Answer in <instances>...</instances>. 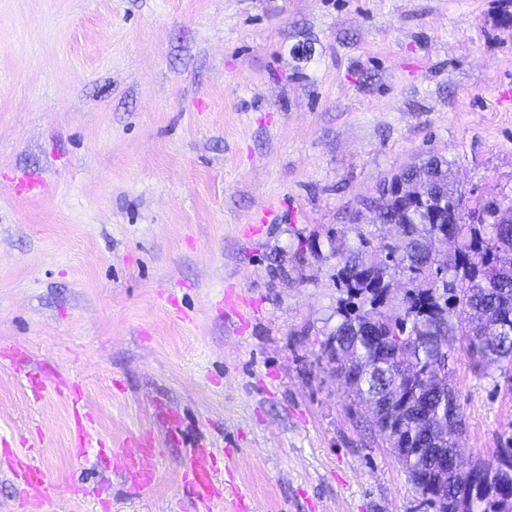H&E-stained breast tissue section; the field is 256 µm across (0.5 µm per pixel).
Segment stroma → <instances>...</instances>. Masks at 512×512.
I'll return each instance as SVG.
<instances>
[{
    "mask_svg": "<svg viewBox=\"0 0 512 512\" xmlns=\"http://www.w3.org/2000/svg\"><path fill=\"white\" fill-rule=\"evenodd\" d=\"M433 154L468 211L512 200V0H0V512L19 458L46 512H433L323 351ZM449 344L468 467L512 450V369ZM184 478L196 485L198 498L207 505L214 504L220 499L209 481L208 471L199 462L185 467Z\"/></svg>",
    "mask_w": 512,
    "mask_h": 512,
    "instance_id": "obj_1",
    "label": "stroma"
}]
</instances>
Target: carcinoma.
I'll use <instances>...</instances> for the list:
<instances>
[{
  "instance_id": "carcinoma-1",
  "label": "carcinoma",
  "mask_w": 512,
  "mask_h": 512,
  "mask_svg": "<svg viewBox=\"0 0 512 512\" xmlns=\"http://www.w3.org/2000/svg\"><path fill=\"white\" fill-rule=\"evenodd\" d=\"M441 192L423 199L410 195L392 198L383 195L373 209L372 224H394L399 241L383 244L389 263H366L362 250L348 251L336 272V287L347 298L340 300L336 314L340 321L324 347L333 359L350 355L357 365L368 369L356 372L348 381L358 397L374 402L394 394L388 408L392 439L408 438L410 448L399 457L420 495L435 512H512V486L503 489L505 470L512 468V454H500L478 464L488 493L477 495L466 477L453 464L448 472L431 474L427 453L419 452L424 431L412 426L417 420L416 405L430 399L425 420L439 431L448 429L441 442L454 448V432H462L464 419L459 395L449 387L452 401L430 386L426 375L449 361L448 337L464 336L465 351L484 365L512 366V205L490 206L468 224L462 198L451 181V162L442 155L428 157L391 177V182L413 181L425 168ZM455 210L454 253L441 259L422 248L435 246L444 232L448 211ZM404 279L405 294L397 305L400 314H388L392 307V281ZM376 335L387 337L388 351L396 352L407 376L396 378L382 369L380 345L368 338V326Z\"/></svg>"
}]
</instances>
